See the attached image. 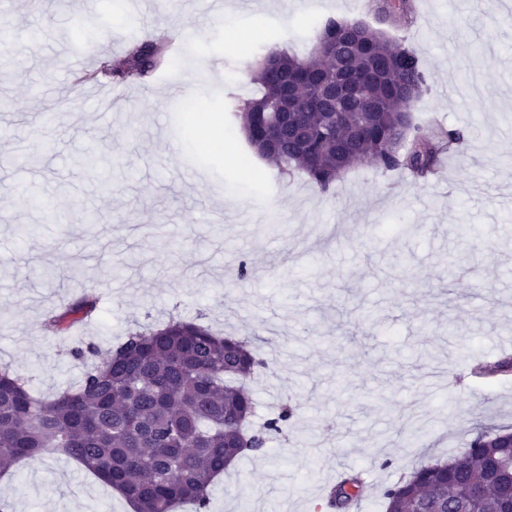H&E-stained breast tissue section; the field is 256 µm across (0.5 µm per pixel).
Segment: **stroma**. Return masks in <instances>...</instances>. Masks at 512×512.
Returning a JSON list of instances; mask_svg holds the SVG:
<instances>
[{"mask_svg":"<svg viewBox=\"0 0 512 512\" xmlns=\"http://www.w3.org/2000/svg\"><path fill=\"white\" fill-rule=\"evenodd\" d=\"M150 2L143 15L125 0L0 12V365L46 398L80 379L85 350L106 353L140 326L180 317L261 335L257 418L285 402L295 416L264 455L225 470L210 512H328L327 489L351 473L371 483L352 512H385L384 489L416 467L512 431V375H471L512 338V24L498 0H409L410 24L380 22L382 0H227L222 14L206 0ZM330 17L417 51V123L480 129L443 156L438 180L357 163L321 192L243 139L231 103L256 94L257 55L307 54ZM164 29L188 45L120 96L76 82ZM196 104L223 123V149L208 146ZM91 144L96 166L75 165ZM23 149L40 158L24 172ZM22 180L55 222L22 203ZM89 289L90 320L62 339L43 332L49 310ZM4 498L12 512H129L60 455L1 477Z\"/></svg>","mask_w":512,"mask_h":512,"instance_id":"obj_1","label":"stroma"}]
</instances>
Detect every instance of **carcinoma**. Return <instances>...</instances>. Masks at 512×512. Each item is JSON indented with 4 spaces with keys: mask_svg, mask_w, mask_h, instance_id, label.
<instances>
[{
    "mask_svg": "<svg viewBox=\"0 0 512 512\" xmlns=\"http://www.w3.org/2000/svg\"><path fill=\"white\" fill-rule=\"evenodd\" d=\"M349 23L361 34L336 54L333 67L354 74L365 88L362 99L340 108L338 126L330 119L333 108L317 95L316 74L322 70L317 61L346 37ZM176 39L165 34L135 44L83 80L142 76L163 64ZM270 56L278 62L282 83L298 81L288 109L310 138L303 142L285 135L277 150L259 156L281 174L304 172L322 192L354 162L384 173L406 170L425 183L438 169L440 155L466 137L450 130L439 138L413 123L427 87L415 51L361 20L329 18L307 56L275 50L256 62L258 94L234 105L252 146L255 131L280 111L278 88L266 67ZM96 304V297L87 294L64 312L49 315L43 329L61 336L91 317ZM260 364L252 341L172 319L128 333L50 400L35 398L5 365L0 368V474L21 460L64 455L119 491L133 512H178L184 502L194 503L196 512H209L214 479L242 457L263 453L295 415L285 405L261 427H250L255 402L246 382ZM479 372L507 376L512 360L482 365ZM508 456L512 447L504 440L480 434L463 457L424 465L386 488L387 512H503L506 488L491 478L489 465ZM358 481L348 476L328 505L350 507L360 493Z\"/></svg>",
    "mask_w": 512,
    "mask_h": 512,
    "instance_id": "cac0c4a2",
    "label": "carcinoma"
}]
</instances>
